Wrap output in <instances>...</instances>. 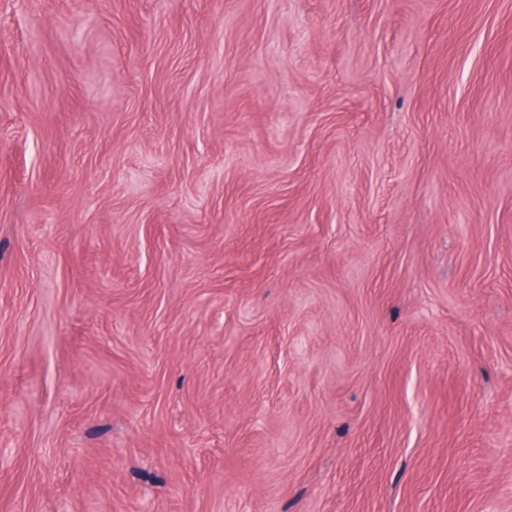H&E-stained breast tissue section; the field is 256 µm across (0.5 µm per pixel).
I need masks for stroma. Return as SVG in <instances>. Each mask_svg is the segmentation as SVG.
Returning <instances> with one entry per match:
<instances>
[{
    "label": "stroma",
    "instance_id": "35a3bbf8",
    "mask_svg": "<svg viewBox=\"0 0 512 512\" xmlns=\"http://www.w3.org/2000/svg\"><path fill=\"white\" fill-rule=\"evenodd\" d=\"M0 512H512V0H0Z\"/></svg>",
    "mask_w": 512,
    "mask_h": 512
}]
</instances>
